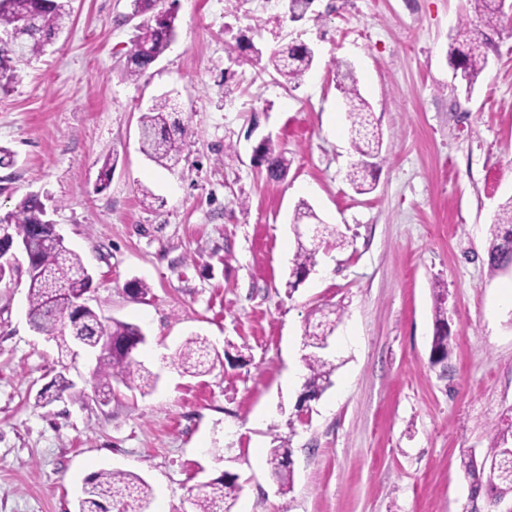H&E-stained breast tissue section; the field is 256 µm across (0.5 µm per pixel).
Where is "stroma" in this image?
<instances>
[{
  "mask_svg": "<svg viewBox=\"0 0 512 512\" xmlns=\"http://www.w3.org/2000/svg\"><path fill=\"white\" fill-rule=\"evenodd\" d=\"M172 7L176 39L125 77L137 26ZM473 16L471 0H314L298 22L287 0H155L138 15L132 0H71L63 32L0 92V146L15 154L0 168V216L39 195L93 277L88 306L141 326L136 358L158 382L146 395L114 386L101 403L94 356L60 355L30 327L19 260L0 280V512H75L106 469L141 475L151 512H183L226 473L242 486L233 512H469L461 456L512 415V272L486 263L488 228L512 197V12L486 30L488 63L468 93L448 43ZM288 41L314 52L297 86L268 64ZM342 62L383 137L365 194L347 180L358 156ZM165 95L190 117L171 169L138 133ZM266 138L288 153L283 180L258 161ZM302 201L348 244L319 254L291 292ZM136 279L149 294L127 291ZM439 282L453 350L435 365ZM321 308L340 314L325 350L336 370L301 411L305 326ZM194 335L220 355L199 377L172 362ZM60 373L84 399L41 406ZM281 445L286 490L269 463ZM290 457L291 452L289 448L278 446L277 448L270 449V461L274 465V475L281 487H289L292 481Z\"/></svg>",
  "mask_w": 512,
  "mask_h": 512,
  "instance_id": "obj_1",
  "label": "stroma"
}]
</instances>
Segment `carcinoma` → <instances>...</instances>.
<instances>
[{
  "instance_id": "cac0c4a2",
  "label": "carcinoma",
  "mask_w": 512,
  "mask_h": 512,
  "mask_svg": "<svg viewBox=\"0 0 512 512\" xmlns=\"http://www.w3.org/2000/svg\"><path fill=\"white\" fill-rule=\"evenodd\" d=\"M71 0H0V31L18 28L35 15L37 24L26 31L22 55L31 57L44 52L45 47L58 35L70 16ZM479 15L480 25L491 29L499 21L496 0H471ZM177 14L168 9L153 18L152 23L141 26L131 42L126 57L124 74L137 79L157 62L175 37ZM482 31L466 22L460 25L457 38L448 49V60L454 75L459 78L466 93H471L479 75L487 65V57L478 41ZM312 49L291 41L281 44L269 57L273 69L288 83L300 85L311 69ZM15 79L14 57L0 45V90L8 91ZM337 88L343 94L348 117L352 147L359 159L377 158L382 149V136L372 121L371 106L361 95L353 70L347 65L337 69ZM187 124L179 118L178 103L169 97L157 101L139 119V139L143 153L162 167L176 166L182 160ZM259 151L266 164L268 176L282 179L289 160L286 152L264 141ZM368 167L355 164L348 180L360 194L368 193L372 186L367 181ZM7 225L11 238L24 243L29 259L28 322L36 332L55 340L60 352L68 354L71 344L82 342L100 350L93 372L95 392L109 400L112 383L147 393L156 378L135 358L132 348L143 335L142 328L118 319H105L88 306L78 304L82 294L92 285L90 274L80 256L57 240L49 229L50 221L39 196L32 195L19 210L0 217ZM318 236L304 244L298 243L293 257L290 290L309 274L317 264L320 248H343L346 238L336 229L316 222ZM487 250L488 271L492 275L512 268V198L499 207L489 225ZM444 294L437 296L434 307L435 335L431 346V361L436 364L451 353V334L448 314L444 307ZM334 311L323 314L322 319L305 329V345L313 352L304 356L309 376L305 387L308 396L320 397L332 385L335 366L320 356L323 343L332 335L336 320ZM215 357L206 338L188 339L176 351L173 362L185 373L200 375L214 365ZM74 384L64 375L55 376L39 393L38 402L48 406L66 395L72 401L84 393L73 391ZM290 449L281 446L270 449V461L280 486L291 484ZM461 466L471 480V502L481 503L483 512H496L501 500L512 498V419L504 418L494 425L489 444L481 454L473 451L463 454ZM241 485L235 476H221L211 480L192 499L193 512H232ZM152 489L140 475L123 471L102 470L89 477L78 500L76 512H141V505L151 502Z\"/></svg>"
}]
</instances>
